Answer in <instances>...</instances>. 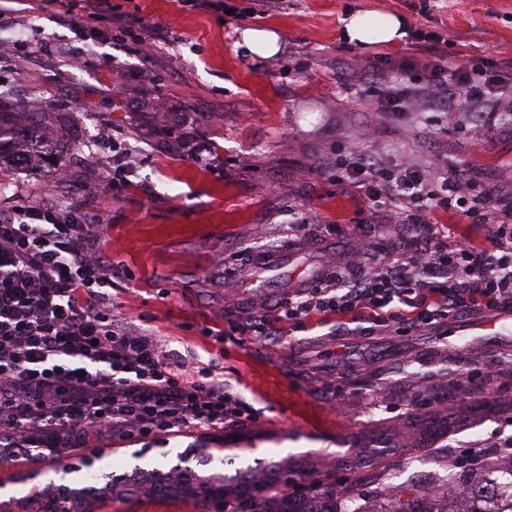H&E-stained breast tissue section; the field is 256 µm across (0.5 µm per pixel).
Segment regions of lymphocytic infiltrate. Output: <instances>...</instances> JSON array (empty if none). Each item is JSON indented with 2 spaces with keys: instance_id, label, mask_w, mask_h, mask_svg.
Here are the masks:
<instances>
[{
  "instance_id": "obj_1",
  "label": "lymphocytic infiltrate",
  "mask_w": 512,
  "mask_h": 512,
  "mask_svg": "<svg viewBox=\"0 0 512 512\" xmlns=\"http://www.w3.org/2000/svg\"><path fill=\"white\" fill-rule=\"evenodd\" d=\"M424 74L439 105L451 110L462 94L512 95V69L489 72L435 56ZM348 169L362 174L372 202L391 196L397 184L410 205H425V212L407 213L410 224L427 223L429 210L452 205L466 217L512 223V206L499 207L494 190L469 196L468 174L449 181L442 194L418 172L397 176L367 155L354 156ZM101 224L77 203L63 208L39 199L0 212V446L38 448L51 437L70 451L84 447L88 425L122 437H217L251 418L218 374L160 350L153 336L113 316L109 290L117 270L99 246ZM470 307L512 308L511 239L491 255L435 236L423 250L395 251L366 269L340 266L298 289L276 320L260 307L236 329L267 337L316 315H349L398 334L438 331Z\"/></svg>"
}]
</instances>
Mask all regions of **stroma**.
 I'll return each instance as SVG.
<instances>
[{
    "label": "stroma",
    "mask_w": 512,
    "mask_h": 512,
    "mask_svg": "<svg viewBox=\"0 0 512 512\" xmlns=\"http://www.w3.org/2000/svg\"><path fill=\"white\" fill-rule=\"evenodd\" d=\"M70 0H0V114L31 140L65 138L56 160L0 165V210L35 198L81 201L100 216L111 258L112 312L200 367H212L251 409L249 431L269 442L235 464L288 460L325 483L348 477L331 498L337 512H390L428 492L446 497L488 468L512 463L498 442L512 437V337L466 358L447 336H364L359 324L311 320L266 341L233 323L255 306L287 301L288 285L312 279L335 241L329 225L358 224L373 256L418 245L403 221L406 201L370 207L337 160L370 154L388 170L417 169L441 185L466 170L512 200V98L463 100L443 112L425 94L377 110L388 87L423 84L431 53L449 63L512 66V0H229L251 17L216 14L189 0H108L105 18L63 21ZM403 16L406 40L393 47L347 42L348 13ZM246 29L272 30L280 52L264 58L241 44ZM414 59L412 74L395 66ZM379 70L385 79L366 80ZM211 143L212 171L186 158ZM132 162L131 187L112 182V154ZM70 177L59 182V170ZM453 243L496 251L499 225L434 210ZM305 225L297 234L295 225ZM268 254L283 255L273 269ZM494 363L474 383L449 377ZM424 406H416V399ZM482 401L478 420L422 439L407 422L447 416ZM363 433L349 452L339 439ZM88 447L106 450L103 472L173 465L200 448V435L111 437L90 428ZM101 512H202L191 502L136 494Z\"/></svg>",
    "instance_id": "stroma-1"
}]
</instances>
